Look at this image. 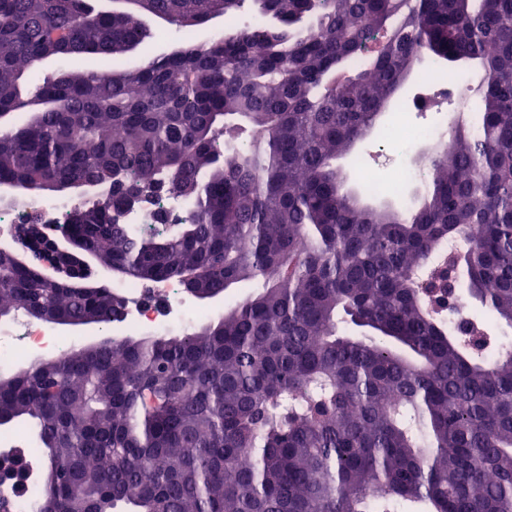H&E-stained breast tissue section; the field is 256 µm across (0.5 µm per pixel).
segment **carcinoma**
I'll return each mask as SVG.
<instances>
[{"instance_id": "obj_1", "label": "carcinoma", "mask_w": 512, "mask_h": 512, "mask_svg": "<svg viewBox=\"0 0 512 512\" xmlns=\"http://www.w3.org/2000/svg\"><path fill=\"white\" fill-rule=\"evenodd\" d=\"M0 0V182L108 198L63 232L133 280L199 300L260 288L198 329L72 349L0 377V428L29 429L33 512H512V350L448 328L416 288L443 242L456 287L512 326V0ZM260 20L113 62L245 6ZM476 61L454 148L422 156L410 213L362 203L337 158L420 75ZM95 65L34 82L46 60ZM347 70L352 79H339ZM188 196L146 234L131 198ZM0 251V319H118L123 299ZM8 468L19 492L30 461Z\"/></svg>"}]
</instances>
